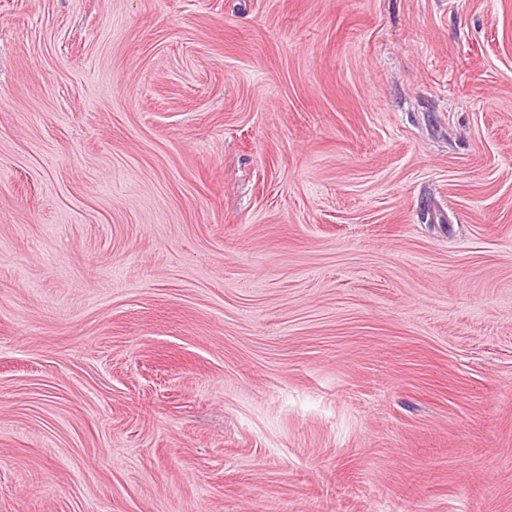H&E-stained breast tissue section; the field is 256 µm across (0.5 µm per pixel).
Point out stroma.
I'll use <instances>...</instances> for the list:
<instances>
[{"instance_id": "stroma-1", "label": "stroma", "mask_w": 512, "mask_h": 512, "mask_svg": "<svg viewBox=\"0 0 512 512\" xmlns=\"http://www.w3.org/2000/svg\"><path fill=\"white\" fill-rule=\"evenodd\" d=\"M0 512H512V0H0Z\"/></svg>"}]
</instances>
